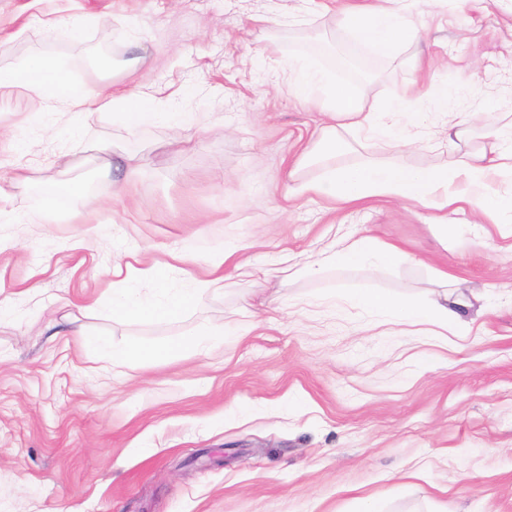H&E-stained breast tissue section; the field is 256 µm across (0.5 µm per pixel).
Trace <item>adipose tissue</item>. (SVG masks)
<instances>
[{
    "label": "adipose tissue",
    "instance_id": "ef3b65f1",
    "mask_svg": "<svg viewBox=\"0 0 512 512\" xmlns=\"http://www.w3.org/2000/svg\"><path fill=\"white\" fill-rule=\"evenodd\" d=\"M434 2L420 0L422 8L415 14L404 7L403 0H370L369 4L349 7L346 22L361 40L394 58L408 43L418 40L424 18ZM289 80L292 94L317 105L325 117L314 150L327 169L320 178L304 180L300 177L303 164L295 162L288 171L293 192L344 202L378 196L439 211L464 205L496 224L501 236L512 237V207L503 204L493 189L494 176H512V121L487 122L479 112H449L448 133L439 139L438 145L458 149L459 154L436 168L372 159L340 164L336 158L340 153L338 132L342 129L356 130L367 139L394 140L412 147L414 139L409 124L390 121L391 116L404 114L408 97H397L384 110L369 106L348 89L336 88L329 71L309 56L290 62ZM11 88L25 89L39 97L48 110L63 116L121 110L133 129L154 124L161 118L151 94L135 104L126 96L108 91L86 98L61 77L55 61L49 57L1 71L0 90ZM244 251V245L239 244L210 254L206 275L193 279L188 288L173 285L175 276L182 271L183 253L170 252L144 265L136 259L126 262L124 267L112 270V310L123 318L148 319L182 311L193 297L223 290L226 280L254 281L261 271ZM410 259V254L399 245L360 232L325 243L321 253L311 254L302 271L316 277L331 265L381 270ZM356 303L370 314L383 317L385 323L405 321L422 325L432 336H444L451 330L460 336L472 332L470 322L460 312L462 299L452 300L444 293L427 300L362 296Z\"/></svg>",
    "mask_w": 512,
    "mask_h": 512
}]
</instances>
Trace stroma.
Here are the masks:
<instances>
[{
	"instance_id": "stroma-1",
	"label": "stroma",
	"mask_w": 512,
	"mask_h": 512,
	"mask_svg": "<svg viewBox=\"0 0 512 512\" xmlns=\"http://www.w3.org/2000/svg\"><path fill=\"white\" fill-rule=\"evenodd\" d=\"M345 2L0 0V71L48 56L94 96L146 49L153 66L120 78L130 100L157 88L160 111L201 118L133 131L121 114L60 121L26 91L0 93V512H359L369 495L386 512H512V246L466 209L295 199L286 181L324 120L290 93L287 59L324 43L317 60L337 85L381 108L410 89L422 50L435 67L409 109L440 137L434 94L456 112L512 114V0L470 10L467 33L457 0H438L419 47L396 60L353 34ZM177 133L184 147H167ZM343 139L355 147L344 163L448 160L428 142ZM125 152L141 170L113 199ZM439 221L444 244L430 229ZM363 228L412 262L229 280L178 313L112 314V265L126 252L186 249L175 285L187 288L225 241L270 268L281 251L302 258L321 237ZM434 267L463 279L473 321L444 347L408 324L366 329L369 314L350 302L319 305L348 292L426 297ZM263 296L281 311H258ZM92 302L96 312H79ZM213 327L224 341L207 352L112 362L113 350ZM287 396L300 409L283 408ZM233 412L248 421L226 427Z\"/></svg>"
}]
</instances>
